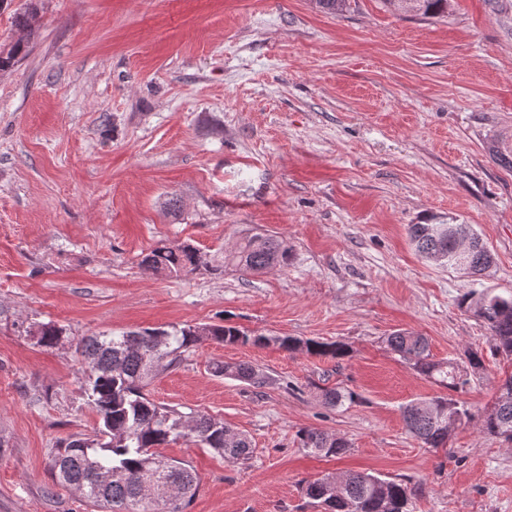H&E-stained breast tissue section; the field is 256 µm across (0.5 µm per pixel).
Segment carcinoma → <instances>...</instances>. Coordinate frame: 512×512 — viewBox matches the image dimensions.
I'll return each instance as SVG.
<instances>
[{
	"label": "carcinoma",
	"instance_id": "carcinoma-1",
	"mask_svg": "<svg viewBox=\"0 0 512 512\" xmlns=\"http://www.w3.org/2000/svg\"><path fill=\"white\" fill-rule=\"evenodd\" d=\"M320 11L338 16L347 10L348 0H314ZM451 0H413L411 10L424 18L448 16ZM25 51L19 39L9 49L0 51V69L13 65ZM408 235L417 254L429 260L441 257V263L467 274L479 273L491 266L492 256L470 224H410ZM288 243L269 235L245 238L224 254V264L243 271L262 273L285 267L291 261ZM142 263L156 272L169 275L193 267L211 268L206 256L191 244L160 246L143 256ZM460 305L473 312L490 336L493 355L512 356V294L505 297L491 291L471 290ZM37 343L43 347L59 345L62 329L48 322L38 325ZM160 331L145 329L112 336H89L77 342L75 352L85 366L84 393L99 418L98 428L90 437L72 436L63 451L52 459L56 482L75 490L81 498L103 512H170L164 502L146 498V482L171 484L181 490L175 512H183L185 502L194 494L196 475L183 462L169 459L160 448L184 438L211 449L219 456L244 461L252 455L250 440L235 434L225 441L230 428L221 419L207 414L182 413L150 400L145 393L148 380L155 376L145 358L156 347ZM165 336L162 352L170 366L207 341L229 345L265 346L275 342L289 352L305 351L311 355L341 359L348 355L342 343H323L291 336H251L235 325L199 324L172 327L160 332ZM388 346L412 362L422 375L450 391L465 386L469 377L485 370L483 352L469 349L465 361H435L426 337L400 330L387 337ZM214 372L254 386H263L267 377L258 368L247 365L216 363ZM324 403L332 408L352 404L355 392L336 387L325 390ZM463 423L467 418L464 404L451 396L435 397L411 403L403 409L408 431L428 448L448 444V420ZM481 430L512 440V376L501 386L495 405L483 417ZM301 447L325 457H337L349 448L346 440L318 429L300 432ZM306 495L324 508V512H411L412 488L403 480H387L365 472H350L336 482V475L326 474L306 486Z\"/></svg>",
	"mask_w": 512,
	"mask_h": 512
}]
</instances>
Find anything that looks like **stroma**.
Instances as JSON below:
<instances>
[{"label": "stroma", "instance_id": "1", "mask_svg": "<svg viewBox=\"0 0 512 512\" xmlns=\"http://www.w3.org/2000/svg\"><path fill=\"white\" fill-rule=\"evenodd\" d=\"M29 9L27 52L0 69V512H99L50 469L97 423L75 341L225 320L272 342L203 344L147 387L252 444L244 463L166 446L197 477L184 512H321L307 483L352 471L410 481L413 512H512V442L480 430L512 359L489 356L459 306L473 289L512 294V168L490 151L512 153V0H453L432 19L382 0L337 17L313 0H8L0 48ZM430 216L472 225L493 265L471 277L418 257L407 227ZM255 233L287 241L289 265L141 263L184 242L220 259ZM48 322L66 345L31 337ZM398 330L437 360L487 354L456 394L470 417L447 447L405 426L407 404L447 390L387 347ZM278 336L349 354L291 353ZM335 385L359 402L327 407ZM305 428L347 452L305 454ZM213 369L217 374H224V376L232 377L254 386H263L267 383V377L265 374L260 369L252 365H229L216 363L214 364Z\"/></svg>", "mask_w": 512, "mask_h": 512}]
</instances>
